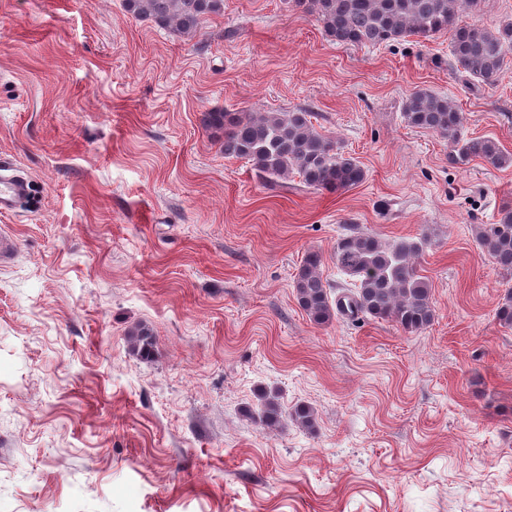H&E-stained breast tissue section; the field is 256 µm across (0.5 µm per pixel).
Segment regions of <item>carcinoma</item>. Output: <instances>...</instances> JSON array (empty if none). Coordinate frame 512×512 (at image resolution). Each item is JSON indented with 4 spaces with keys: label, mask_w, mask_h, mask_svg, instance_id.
Masks as SVG:
<instances>
[{
    "label": "carcinoma",
    "mask_w": 512,
    "mask_h": 512,
    "mask_svg": "<svg viewBox=\"0 0 512 512\" xmlns=\"http://www.w3.org/2000/svg\"><path fill=\"white\" fill-rule=\"evenodd\" d=\"M315 17L324 34L347 46L387 45L415 37L425 43L448 37L453 66L491 84L506 66L504 47L512 44V22L492 31L478 24H461L459 15L478 0H293ZM127 14L160 29L194 37L212 16L224 13V0H123ZM403 118L415 128L429 130L448 142V161L466 165L475 158L498 167L512 166V153L491 137L463 136L464 113L446 98L426 90L411 93L403 103ZM309 112L276 115L206 112L204 128L224 139V155L248 161L258 176L285 179L297 175L309 187L344 192L359 186L366 171L357 158L318 132ZM427 237L383 242L365 232L351 231L336 240L331 259L353 288L329 300L330 286L322 275L323 256L310 252L294 281L299 307L317 325L330 323L346 311L365 318L388 320L406 333L426 329L434 320L432 286L421 275L416 258ZM477 243L494 267L512 276V208H504L495 224L478 228ZM495 316L512 328V290ZM133 350L143 360L154 355V334L146 326L131 333ZM252 417L273 428L283 422L277 404L268 398Z\"/></svg>",
    "instance_id": "1"
}]
</instances>
